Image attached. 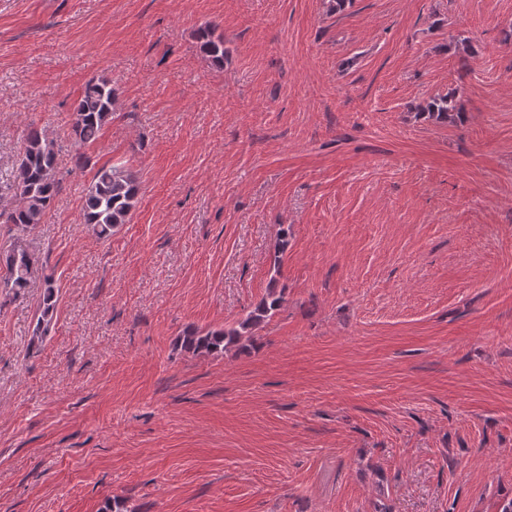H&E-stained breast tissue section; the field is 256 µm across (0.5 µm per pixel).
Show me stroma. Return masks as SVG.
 <instances>
[{
	"instance_id": "35a3bbf8",
	"label": "stroma",
	"mask_w": 512,
	"mask_h": 512,
	"mask_svg": "<svg viewBox=\"0 0 512 512\" xmlns=\"http://www.w3.org/2000/svg\"><path fill=\"white\" fill-rule=\"evenodd\" d=\"M327 2L0 0V205L29 124L62 180L45 223L0 224L43 265L0 302V512L512 495V0ZM101 77L117 111L79 170L69 109ZM455 87L463 123L415 119ZM118 161L142 190L100 239L83 191ZM274 276L286 303L256 348L181 352L185 326L239 319ZM200 52L213 64L221 65L224 62V37L216 35V27L210 23L201 24L196 31ZM58 288L53 276L44 277V292L39 306L40 316L34 332L37 341H39V339L41 342L43 341V336L47 335L52 323L59 299Z\"/></svg>"
}]
</instances>
